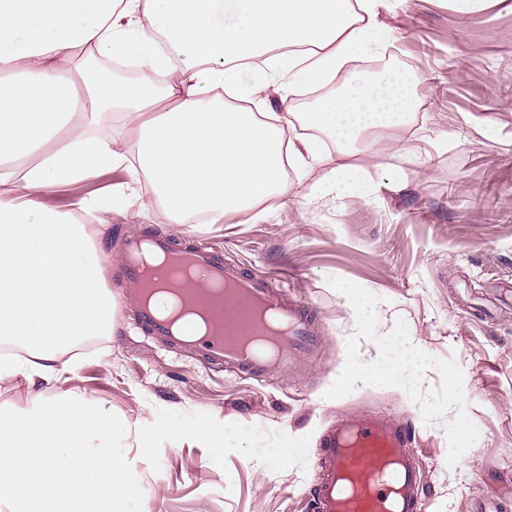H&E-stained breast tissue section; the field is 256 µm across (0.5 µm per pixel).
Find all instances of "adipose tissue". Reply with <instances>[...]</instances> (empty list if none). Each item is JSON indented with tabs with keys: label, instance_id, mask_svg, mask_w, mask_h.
<instances>
[{
	"label": "adipose tissue",
	"instance_id": "adipose-tissue-1",
	"mask_svg": "<svg viewBox=\"0 0 512 512\" xmlns=\"http://www.w3.org/2000/svg\"><path fill=\"white\" fill-rule=\"evenodd\" d=\"M382 4L0 0V340L23 351L0 358V380L33 390L23 410H0V497L11 512H129L136 495L114 445L131 424L67 386L68 353L113 329L115 299L82 220L95 206L83 198L60 212L39 193L124 166L148 186L138 209L162 208L174 224L264 219L265 202L290 194L310 207L368 193L353 149L406 123L409 75L384 71L295 114L266 113L265 93L287 102L296 86L324 85L353 56L384 49L393 35ZM83 53L133 60L141 75L128 83L88 69L72 83L63 67ZM227 93L253 111L227 107Z\"/></svg>",
	"mask_w": 512,
	"mask_h": 512
}]
</instances>
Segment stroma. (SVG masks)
Wrapping results in <instances>:
<instances>
[{
  "mask_svg": "<svg viewBox=\"0 0 512 512\" xmlns=\"http://www.w3.org/2000/svg\"><path fill=\"white\" fill-rule=\"evenodd\" d=\"M380 19L393 32L383 54L355 56L324 91L376 65L412 75L418 107L393 136L419 146L421 160L362 142L352 162L375 186L366 197L309 209L291 198L272 218L228 224H173L117 200L90 226L118 302L112 334L78 347L70 386L147 438L125 456L134 512H307L313 449L337 417L362 413L414 425L419 512H479L490 501L512 512V7L484 0L463 13L454 0H388ZM129 183L120 168L39 199L67 211ZM146 228L204 237L257 273L282 270L292 297L312 308L320 344L295 370L258 381L147 337L119 279L124 238ZM351 287L373 306L375 335L362 330ZM397 335L424 354L410 377L347 382L351 363L373 365L379 340ZM202 420L223 429V447L183 434ZM461 429L475 449L451 470Z\"/></svg>",
  "mask_w": 512,
  "mask_h": 512,
  "instance_id": "35a3bbf8",
  "label": "stroma"
}]
</instances>
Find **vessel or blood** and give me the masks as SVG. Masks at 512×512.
Masks as SVG:
<instances>
[{
    "label": "vessel or blood",
    "mask_w": 512,
    "mask_h": 512,
    "mask_svg": "<svg viewBox=\"0 0 512 512\" xmlns=\"http://www.w3.org/2000/svg\"><path fill=\"white\" fill-rule=\"evenodd\" d=\"M148 251L226 287L209 311L218 331L199 333L192 322H172L144 302L141 259ZM122 273L130 284L126 303L140 328L214 368L259 378L290 367L319 341L309 306L290 302L277 278L246 271L225 260L219 248L139 233L124 241ZM315 463L319 476L311 489L313 512H417L423 486L409 422L375 413L345 416L322 436Z\"/></svg>",
    "instance_id": "vessel-or-blood-1"
}]
</instances>
